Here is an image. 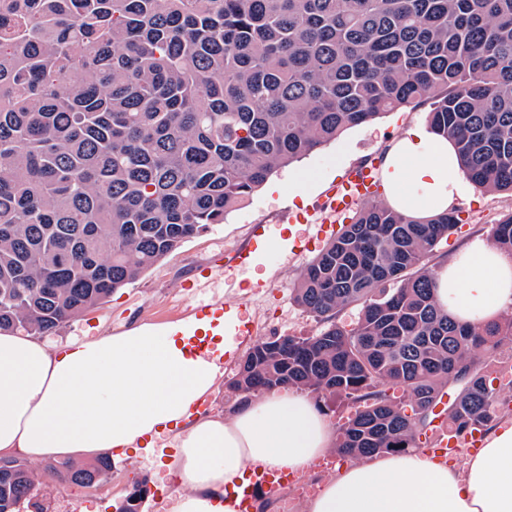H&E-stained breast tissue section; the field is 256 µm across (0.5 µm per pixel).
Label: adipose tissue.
I'll return each instance as SVG.
<instances>
[{
	"label": "adipose tissue",
	"instance_id": "ef3b65f1",
	"mask_svg": "<svg viewBox=\"0 0 512 512\" xmlns=\"http://www.w3.org/2000/svg\"><path fill=\"white\" fill-rule=\"evenodd\" d=\"M381 178L386 204L414 219L453 210L463 194L453 143L424 127L388 147ZM434 282L439 305L459 321L486 324L512 308V256L486 238L436 267ZM210 323H143L62 345L0 331V457L118 459L172 432V512H234L232 494L250 468L309 473L335 447L336 430L302 390L193 417L224 376L219 357L186 348ZM304 512H512V420L489 428L459 466L417 448L348 460Z\"/></svg>",
	"mask_w": 512,
	"mask_h": 512
}]
</instances>
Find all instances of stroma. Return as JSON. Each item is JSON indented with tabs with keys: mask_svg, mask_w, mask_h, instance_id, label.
<instances>
[{
	"mask_svg": "<svg viewBox=\"0 0 512 512\" xmlns=\"http://www.w3.org/2000/svg\"><path fill=\"white\" fill-rule=\"evenodd\" d=\"M429 104L410 105L380 116L375 121L345 130L335 141L301 161L275 170L268 186L229 212L223 223L188 239L179 248L145 270L132 284L117 290L109 301L88 311L56 332L49 339L57 344L73 338L94 337L140 323H163L183 317L191 297L192 283H200L202 294L223 302L245 301L253 321L255 338L273 334L309 336L319 324L301 308L293 295V282L312 259L309 251L292 250V236L315 238L322 222L314 216L310 223L287 227V214L311 208L325 198L332 183L341 180L353 167L380 161L390 143L408 128L426 121ZM512 206L499 193L470 187L457 202L462 221L428 256L430 266H438L460 250L472 236H489L492 225ZM270 225L276 232L274 244L280 249L275 272L264 266H251L239 272L238 288L227 292L222 271L229 255L249 244L255 225ZM267 279L266 288L254 289L253 280ZM165 448L151 457L116 460L106 481L95 488L60 483L41 484L50 493L54 512H115L134 482L148 478L153 497L147 498L143 512H171L172 494L177 488L166 468L175 453V441L165 436Z\"/></svg>",
	"mask_w": 512,
	"mask_h": 512,
	"instance_id": "1",
	"label": "stroma"
}]
</instances>
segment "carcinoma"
Returning <instances> with one entry per match:
<instances>
[{
	"label": "carcinoma",
	"mask_w": 512,
	"mask_h": 512,
	"mask_svg": "<svg viewBox=\"0 0 512 512\" xmlns=\"http://www.w3.org/2000/svg\"><path fill=\"white\" fill-rule=\"evenodd\" d=\"M431 101L477 186L512 197V0H0V329L52 333L348 128ZM461 222L374 199L294 284L322 323L270 336L227 388L295 387L359 407L350 457L486 430L512 401L496 351L512 310L460 323L427 257ZM512 255V210L492 226ZM360 306L356 326L336 310ZM112 469L51 463L81 488ZM24 460L0 459V512H50ZM148 480L117 512H142Z\"/></svg>",
	"instance_id": "cac0c4a2"
}]
</instances>
